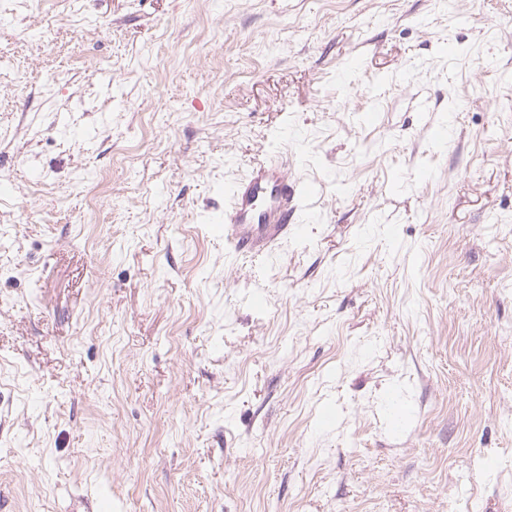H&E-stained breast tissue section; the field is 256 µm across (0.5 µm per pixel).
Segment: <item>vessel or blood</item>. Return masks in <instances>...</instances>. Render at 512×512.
Returning a JSON list of instances; mask_svg holds the SVG:
<instances>
[{"mask_svg": "<svg viewBox=\"0 0 512 512\" xmlns=\"http://www.w3.org/2000/svg\"><path fill=\"white\" fill-rule=\"evenodd\" d=\"M297 184L283 156L249 166L224 201V236L235 251L264 252L300 218Z\"/></svg>", "mask_w": 512, "mask_h": 512, "instance_id": "vessel-or-blood-1", "label": "vessel or blood"}]
</instances>
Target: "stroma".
Wrapping results in <instances>:
<instances>
[{"label": "stroma", "mask_w": 512, "mask_h": 512, "mask_svg": "<svg viewBox=\"0 0 512 512\" xmlns=\"http://www.w3.org/2000/svg\"><path fill=\"white\" fill-rule=\"evenodd\" d=\"M0 181V512H512V0H5ZM301 200L282 155L249 166L224 200V236L237 252H264L299 224Z\"/></svg>", "instance_id": "stroma-1"}]
</instances>
